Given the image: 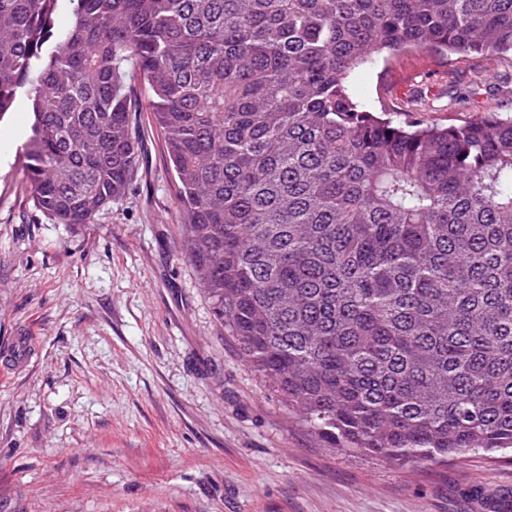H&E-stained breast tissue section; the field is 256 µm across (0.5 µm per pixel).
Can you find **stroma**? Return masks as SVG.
<instances>
[{
    "label": "stroma",
    "instance_id": "stroma-1",
    "mask_svg": "<svg viewBox=\"0 0 512 512\" xmlns=\"http://www.w3.org/2000/svg\"><path fill=\"white\" fill-rule=\"evenodd\" d=\"M455 69L380 57L351 92L427 124L512 116V58ZM31 123L22 96L0 119V512H512V453L418 467L334 449L246 365L180 250L150 112L128 191L87 224L35 206Z\"/></svg>",
    "mask_w": 512,
    "mask_h": 512
}]
</instances>
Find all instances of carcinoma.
Segmentation results:
<instances>
[{"label":"carcinoma","instance_id":"obj_1","mask_svg":"<svg viewBox=\"0 0 512 512\" xmlns=\"http://www.w3.org/2000/svg\"><path fill=\"white\" fill-rule=\"evenodd\" d=\"M0 0L36 206L87 224L139 165L142 89L183 248L245 363L321 437L401 464L512 450V118H381L373 54H512V0Z\"/></svg>","mask_w":512,"mask_h":512}]
</instances>
